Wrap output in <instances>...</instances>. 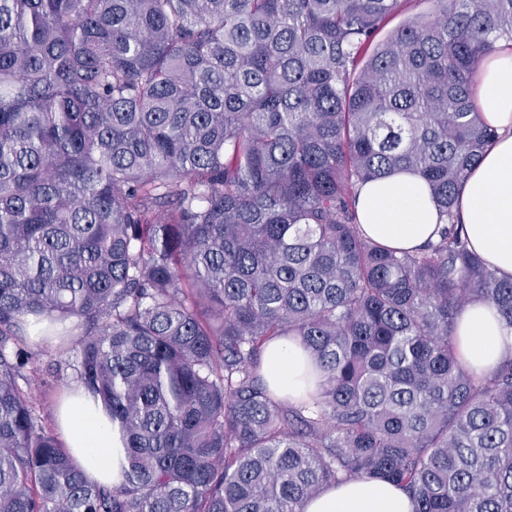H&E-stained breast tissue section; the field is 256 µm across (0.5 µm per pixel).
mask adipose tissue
<instances>
[{
    "label": "adipose tissue",
    "mask_w": 512,
    "mask_h": 512,
    "mask_svg": "<svg viewBox=\"0 0 512 512\" xmlns=\"http://www.w3.org/2000/svg\"><path fill=\"white\" fill-rule=\"evenodd\" d=\"M484 120L499 137L487 149L459 190V216L471 248L500 276L512 277V42L499 41L482 63L476 85ZM364 233L394 248L413 250L436 239L438 214L427 183L418 175L398 172L365 183L357 199ZM456 336L468 368L483 375L512 356V335L483 301L461 312ZM306 354L292 339L269 344L266 374L272 385L290 396L305 395L302 381ZM60 427L89 478L119 483L123 448L101 405L73 397ZM402 489L380 479L350 481L308 501L304 512H413Z\"/></svg>",
    "instance_id": "obj_1"
}]
</instances>
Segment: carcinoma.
<instances>
[{
    "label": "carcinoma",
    "instance_id": "carcinoma-1",
    "mask_svg": "<svg viewBox=\"0 0 512 512\" xmlns=\"http://www.w3.org/2000/svg\"><path fill=\"white\" fill-rule=\"evenodd\" d=\"M0 0V512H303L361 478L414 512H512V278L455 207L497 138L475 76L512 0ZM409 171L448 221L366 236L363 183ZM30 321L108 411L127 466L90 481L22 384ZM299 340L316 391L271 390ZM456 336L468 368L477 375L489 373L512 355V335L483 301L474 300L463 309ZM306 354L302 346L293 339H279L269 344L265 359L267 377L271 384L281 390L288 389V395L300 397L307 389L313 391L314 386H305L302 382V370Z\"/></svg>",
    "mask_w": 512,
    "mask_h": 512
}]
</instances>
